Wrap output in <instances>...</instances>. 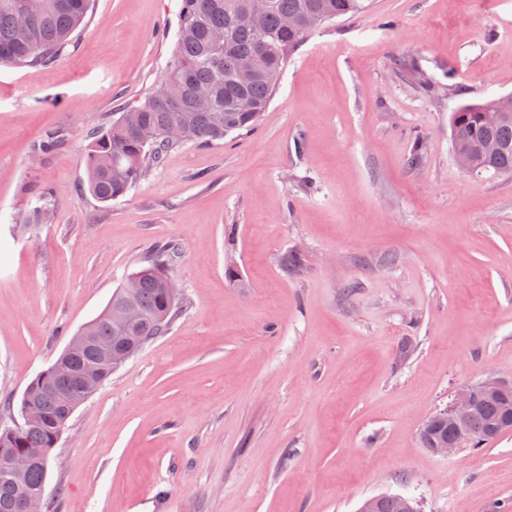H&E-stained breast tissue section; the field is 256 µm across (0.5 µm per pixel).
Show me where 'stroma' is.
Returning <instances> with one entry per match:
<instances>
[{"instance_id": "stroma-1", "label": "stroma", "mask_w": 512, "mask_h": 512, "mask_svg": "<svg viewBox=\"0 0 512 512\" xmlns=\"http://www.w3.org/2000/svg\"><path fill=\"white\" fill-rule=\"evenodd\" d=\"M180 3L95 0L69 55L0 65V425L159 245L184 249L181 314L72 414L49 512H512V431L419 440L460 386L512 378V177L463 171L449 125L512 96V0H372L308 35L254 131L100 203L84 135L161 85ZM45 184L52 222L17 223ZM400 494H385V495H377L373 496L374 500V508L372 511V501H365L358 512H401L400 511V502L401 509L403 512H419L417 507L415 506L413 500L410 498H404L402 501L400 499Z\"/></svg>"}]
</instances>
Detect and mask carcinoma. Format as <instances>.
I'll return each instance as SVG.
<instances>
[{
    "label": "carcinoma",
    "instance_id": "obj_1",
    "mask_svg": "<svg viewBox=\"0 0 512 512\" xmlns=\"http://www.w3.org/2000/svg\"><path fill=\"white\" fill-rule=\"evenodd\" d=\"M24 0H0V65L39 70L70 53L78 29L93 10V0H45V8L30 16ZM248 8L263 12L266 35L258 36L236 24L237 15ZM370 0H182L177 41L164 82L143 101L120 113L107 128L86 134V188L108 203L124 196L151 168L160 166L167 153L182 144H208L241 131L253 130L268 108L277 82L263 74H249L247 61L266 58L273 73H281L288 58L309 33L335 19L365 13ZM252 103L242 112L239 98ZM495 100L463 103L451 113L455 157L469 162V171L492 176H512V117L494 125L483 120ZM484 141L497 144L487 155L479 150ZM53 191L48 185L32 194L30 207L18 216L23 224H46L50 219ZM133 287L122 283L112 292L104 310L82 327L89 336L84 361H95L96 349L121 346L120 332L109 315L134 303L142 314L137 325L139 340L134 351L164 335L178 314V297L162 265L143 267L129 276ZM30 400L43 420L20 431L21 447L44 448L52 453L71 417L44 395L39 378L27 386ZM512 407V388L480 399L470 427L474 441L469 448L484 445L504 431L499 424ZM448 425L439 422L420 437L430 449L445 436ZM47 472L30 466L21 487L0 480V512H13L14 499L27 490H43ZM373 512H400V495L373 497Z\"/></svg>",
    "mask_w": 512,
    "mask_h": 512
}]
</instances>
